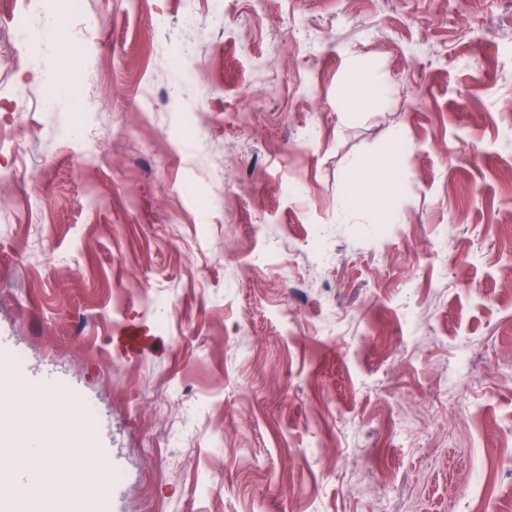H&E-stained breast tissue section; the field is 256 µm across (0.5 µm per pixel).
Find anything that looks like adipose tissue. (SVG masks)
<instances>
[{"mask_svg":"<svg viewBox=\"0 0 512 512\" xmlns=\"http://www.w3.org/2000/svg\"><path fill=\"white\" fill-rule=\"evenodd\" d=\"M361 68L360 61H351L348 68L351 78L341 91V99L351 112L365 111L387 94L382 85L362 81L359 77ZM390 198L389 184L370 172L349 182L345 206L352 210L366 205L375 215L381 216L387 212ZM0 384L19 390L8 408L0 411V512H16L19 502L26 498L58 497L62 489L56 461L62 454L68 456L71 468L93 470L98 488L109 484L108 468L93 458L80 438L72 437L63 444L41 448L38 463L26 465L21 459L19 446L25 433L33 429V404H40L43 420L62 428L66 427L70 416L80 413L81 408L58 393L33 397L21 392L20 380L5 360L0 361Z\"/></svg>","mask_w":512,"mask_h":512,"instance_id":"obj_1","label":"adipose tissue"}]
</instances>
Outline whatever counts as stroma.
I'll return each instance as SVG.
<instances>
[{"label": "stroma", "instance_id": "obj_1", "mask_svg": "<svg viewBox=\"0 0 512 512\" xmlns=\"http://www.w3.org/2000/svg\"><path fill=\"white\" fill-rule=\"evenodd\" d=\"M0 69L5 358L105 419L112 512H512V0H0ZM362 64L353 59L348 68L352 78L343 86L341 99L349 112H365L374 104H378L386 94V89L376 83H366L359 78ZM390 198L389 184L374 172H369L349 182L344 202L349 210L368 204L367 207L378 217L387 212Z\"/></svg>", "mask_w": 512, "mask_h": 512}]
</instances>
